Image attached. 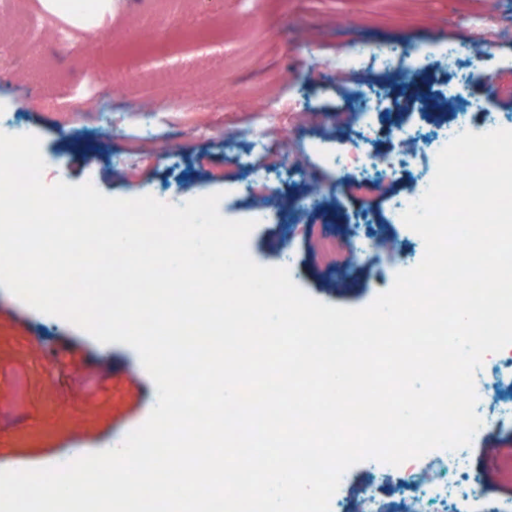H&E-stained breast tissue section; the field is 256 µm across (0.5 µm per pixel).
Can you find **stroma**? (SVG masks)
Here are the masks:
<instances>
[{"label": "stroma", "instance_id": "35a3bbf8", "mask_svg": "<svg viewBox=\"0 0 512 512\" xmlns=\"http://www.w3.org/2000/svg\"><path fill=\"white\" fill-rule=\"evenodd\" d=\"M486 43L482 57L472 44ZM417 48L407 69L333 66L348 48ZM459 48L448 66L449 45ZM450 97L448 111H396L407 90ZM375 97L364 126L354 92ZM319 111L287 136L281 105ZM467 118L477 134L512 130V0H118L94 31L44 15L39 0H0V124L36 135L42 181L93 185L112 198L150 195L177 204L220 194L219 211L252 220L255 262L287 268L321 302L368 306L425 253L419 234L390 221L388 197L429 179L445 128ZM235 137H225V130ZM366 153L360 174L380 193L349 195L331 162L341 137ZM416 150L403 159L401 147ZM385 238L357 266L323 258L316 241ZM476 410L494 420L464 446L465 472L445 450L391 466L367 459L343 475L332 512L369 492L373 512H512V373L484 358ZM157 401L136 350L102 344L61 317L31 309L0 287V469L121 445ZM434 466L440 493L425 490Z\"/></svg>", "mask_w": 512, "mask_h": 512}]
</instances>
